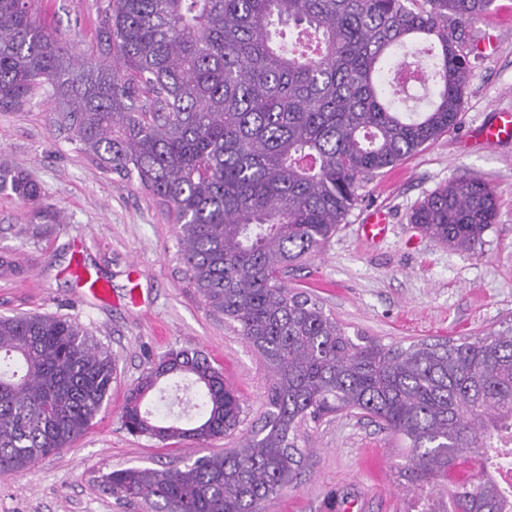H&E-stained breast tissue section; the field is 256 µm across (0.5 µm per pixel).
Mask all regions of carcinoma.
<instances>
[{"instance_id":"obj_1","label":"carcinoma","mask_w":512,"mask_h":512,"mask_svg":"<svg viewBox=\"0 0 512 512\" xmlns=\"http://www.w3.org/2000/svg\"><path fill=\"white\" fill-rule=\"evenodd\" d=\"M38 2L0 0V109L54 101L57 135L156 198L192 287L239 325L269 376L241 447L113 470L112 495L151 512H261L297 476L300 428L345 411L377 419L411 449V480L448 494V508L425 512H512L496 452L512 446V319L475 337L385 344L350 336L285 283L336 233L365 179L461 126L465 30L494 0H95L96 50L110 64L77 60ZM4 189L42 197L21 169L0 168ZM497 215L488 184L458 178L410 223L474 252ZM115 374L112 353L75 320L0 316V476L71 447ZM174 376L196 388L186 419L145 407ZM241 414L223 372L184 347L138 378L120 420L131 435L198 445L233 432ZM467 466L476 475L452 478Z\"/></svg>"}]
</instances>
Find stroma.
Wrapping results in <instances>:
<instances>
[{"label": "stroma", "mask_w": 512, "mask_h": 512, "mask_svg": "<svg viewBox=\"0 0 512 512\" xmlns=\"http://www.w3.org/2000/svg\"><path fill=\"white\" fill-rule=\"evenodd\" d=\"M49 29L96 57L93 0H40ZM476 52L460 128L425 145L391 170L364 180L361 199L322 251L289 270V287L317 298L348 333L384 343L475 336L512 316V142L487 147L470 133L495 112H512V0L466 29ZM52 107L37 100L0 111V167L25 170L43 188L39 205L0 192V315L44 313L74 319L116 359L108 402L71 447L19 475L0 476V512H142L101 486L104 473L162 468L238 447L261 419L269 380L260 356L190 285L174 224L138 185L102 173L74 144L53 134ZM461 177L492 189L495 224L476 251L445 245L411 224L428 194ZM376 209L387 232L365 237ZM82 265L111 300L86 294L73 273ZM202 351L224 372L243 413L230 435L189 448L135 437L121 426L127 389L170 349ZM297 479L262 512H424L431 487H411L409 449L375 420L336 413L304 426Z\"/></svg>", "instance_id": "obj_1"}]
</instances>
